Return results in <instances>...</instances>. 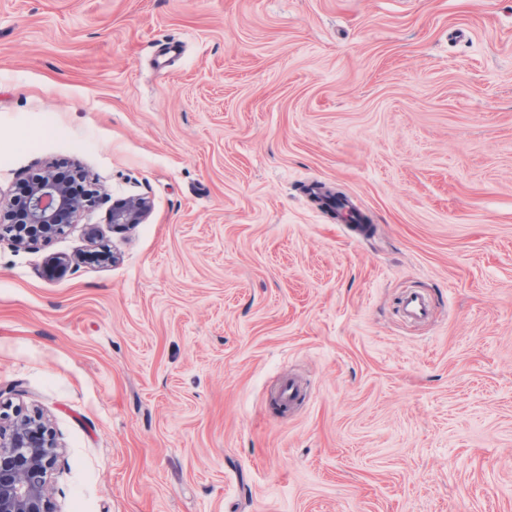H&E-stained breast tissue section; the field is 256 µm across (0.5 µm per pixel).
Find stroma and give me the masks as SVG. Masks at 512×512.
<instances>
[{
  "mask_svg": "<svg viewBox=\"0 0 512 512\" xmlns=\"http://www.w3.org/2000/svg\"><path fill=\"white\" fill-rule=\"evenodd\" d=\"M49 164L98 200L0 241V412L54 512H512V0H0V216ZM150 202L144 197L133 198L127 206L116 207L112 210V224L127 226L140 224L148 215Z\"/></svg>",
  "mask_w": 512,
  "mask_h": 512,
  "instance_id": "35a3bbf8",
  "label": "stroma"
}]
</instances>
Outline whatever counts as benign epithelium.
I'll return each mask as SVG.
<instances>
[{"label": "benign epithelium", "mask_w": 512, "mask_h": 512, "mask_svg": "<svg viewBox=\"0 0 512 512\" xmlns=\"http://www.w3.org/2000/svg\"><path fill=\"white\" fill-rule=\"evenodd\" d=\"M84 207L51 175L42 176L22 201H12L27 226L1 224L0 235L18 245H32L61 234L67 217ZM150 202L144 197L112 210V223L139 224L148 215ZM57 458V446L47 423L38 415H16L7 427L0 425V512H53L47 494V477Z\"/></svg>", "instance_id": "7a95c632"}]
</instances>
